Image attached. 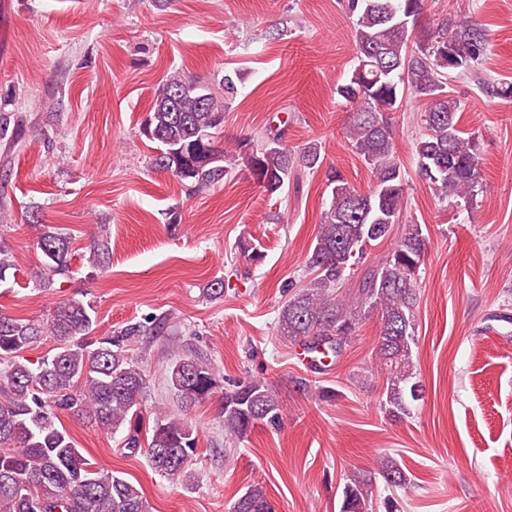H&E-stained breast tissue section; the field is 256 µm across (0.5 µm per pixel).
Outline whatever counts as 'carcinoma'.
<instances>
[{"label": "carcinoma", "instance_id": "1", "mask_svg": "<svg viewBox=\"0 0 512 512\" xmlns=\"http://www.w3.org/2000/svg\"><path fill=\"white\" fill-rule=\"evenodd\" d=\"M354 18L356 66L336 88L354 106L346 139L369 168L365 191L350 185L336 169L327 174L331 197L315 243L306 258L314 277L281 306L276 332L285 343L312 355L311 367L323 371L355 338L362 323L378 313L380 328L374 360L384 377L380 406L392 421L408 419L425 389L415 369L417 348V276L428 239L420 224L403 225L388 254L365 269L349 295L336 290L365 258L366 248L387 240L401 216L406 184L396 151L389 114L402 106L404 93L425 101L424 133L414 145L419 176L446 196L470 200L483 184L475 138L460 126L461 102L448 90L452 74L479 65L490 50L486 30L470 21L441 25L413 38L423 0H347ZM241 74L226 71L210 82L175 71L154 92L142 133L156 144L151 165L196 189L224 181L226 164L220 134L224 110L238 94ZM241 160L270 195L280 192L297 170L317 171L322 146L299 147L273 133L261 146L244 142ZM36 248L43 268L36 286L50 288L54 277L70 272L71 237L45 225ZM88 261H109L106 228L92 237ZM93 308L79 299L59 302L45 318L31 321L0 313V512H146L142 491L112 470L91 462L70 434L57 426L68 411L95 428L122 434L119 446L144 455L152 469L191 480L188 466L196 456V428L181 416L155 413L150 436L142 437L146 381L125 342L156 331L141 323L90 338ZM54 352L32 362L23 352L44 337ZM167 381L181 407L190 409L213 398L219 389L214 366L182 340L167 369ZM220 417L227 439L241 442L255 427H277L283 420L276 390L260 380L224 391ZM387 488L404 489L410 478L394 459L385 457L375 471L346 476L340 512H397L388 498L378 501L377 478ZM230 512H274L263 486H249Z\"/></svg>", "mask_w": 512, "mask_h": 512}]
</instances>
